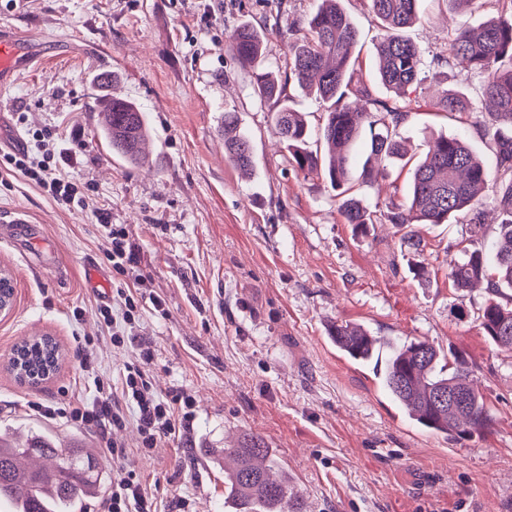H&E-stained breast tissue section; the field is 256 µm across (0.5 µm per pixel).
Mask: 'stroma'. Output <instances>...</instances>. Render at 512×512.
Instances as JSON below:
<instances>
[{"instance_id":"stroma-1","label":"stroma","mask_w":512,"mask_h":512,"mask_svg":"<svg viewBox=\"0 0 512 512\" xmlns=\"http://www.w3.org/2000/svg\"><path fill=\"white\" fill-rule=\"evenodd\" d=\"M319 0H0V29L24 32L27 65L0 114V151L37 154L31 134L51 133L61 173L85 192L84 208L53 201L22 176L0 182V211L20 208L27 235L0 242V267L15 282L14 307L0 315V429L23 444L30 429L48 431L60 448H102L99 429L45 417L47 400L92 399L91 378L77 365L92 353L97 373L120 393L130 346H113L86 285L87 263L112 281L94 212L109 209L140 253L147 293L133 332L149 343V367L160 397L191 394L197 418L191 437L163 441L141 454L135 423L116 430L130 464L145 479L159 512L183 497L191 512H224V468L218 451L261 438L287 471L306 512H512V352L489 343L476 312L483 288H454L448 273L461 257L470 216L421 227L414 254L396 228L358 231L344 223L322 174L304 175L276 133L273 103L257 100L251 72L234 58L229 37L242 22L264 33V67L288 68L293 27L305 26ZM359 31L356 67L374 79L381 29L365 0H342ZM409 35L432 59L448 35L480 27L500 13L483 0L467 13L446 0H420ZM111 76L108 85L100 74ZM462 89L472 101L464 121L419 112L397 128L411 159L432 139L463 135L486 164L482 138L489 115L477 78L450 70L423 92ZM117 96L142 110L149 137L142 165L112 154L100 135L102 99ZM239 114L254 147L251 174L224 155L225 110ZM367 155L359 140L351 159L355 195L376 213L406 201L410 175L389 167L363 183ZM60 257L56 273L39 256ZM422 262L426 278L409 266ZM463 317H456V310ZM364 325L381 336L425 338L463 352L475 365L490 423L453 443L414 426L379 387L371 370L336 350L328 328ZM59 344L58 372L35 387L19 383L5 362L25 336Z\"/></svg>"}]
</instances>
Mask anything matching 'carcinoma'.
<instances>
[{"label": "carcinoma", "instance_id": "1", "mask_svg": "<svg viewBox=\"0 0 512 512\" xmlns=\"http://www.w3.org/2000/svg\"><path fill=\"white\" fill-rule=\"evenodd\" d=\"M320 0L307 26L288 46V78L315 94L323 103L326 122L321 129L327 152L312 148L311 131L302 115L288 106L284 86L262 68L263 35L245 22L230 36V49L252 72L253 94L277 106L275 126L291 161L309 175L325 172L337 191V211L345 223L364 230L377 223L351 192L350 153L369 128L368 154L362 178L374 183L387 166L401 162L406 152L395 128L405 123L421 101L411 93L424 81V52L405 32L419 21L418 0H368L381 21L376 45V78L393 98L382 99L355 67L353 48L358 31L340 5ZM502 3L500 15L478 30L461 27L448 36L433 63L461 65L477 77L482 95L493 103L491 126L484 135L494 156V169L460 135L441 136L413 167L407 202L384 214L403 238L420 250V226L448 224L463 210L483 204L488 185H495V203L501 215L495 236L485 241L484 224L473 217L470 243L463 259L450 271L455 288L466 290L487 282L489 298L478 309L477 320L497 348L512 351V0ZM431 105L450 116L471 108L468 96L445 89ZM105 121L101 134L112 151L131 163L143 160L147 127L143 113L127 100L103 99ZM224 149L234 166L254 165L250 137L241 130L238 112L224 111ZM336 348L352 362L372 368L374 376L410 422L452 442H461L488 426L484 396L475 388V366L455 350H444L426 339L403 340L378 336L354 323L330 326ZM16 349L24 350L27 379H46L59 367L60 352L51 339L33 337ZM461 392L464 404L448 407V396ZM224 464V508L228 512H303L279 463L264 441L256 438L240 448L220 451ZM107 479L93 451L71 453L56 447L48 434L35 430L29 443L13 445L10 433H0V501L13 512H78Z\"/></svg>", "mask_w": 512, "mask_h": 512}]
</instances>
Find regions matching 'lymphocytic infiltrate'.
<instances>
[{"label":"lymphocytic infiltrate","mask_w":512,"mask_h":512,"mask_svg":"<svg viewBox=\"0 0 512 512\" xmlns=\"http://www.w3.org/2000/svg\"><path fill=\"white\" fill-rule=\"evenodd\" d=\"M58 166L57 157L49 151L38 158L26 150L0 153V169L20 172L55 201L83 207L85 200L75 183L62 177ZM95 218L107 242L106 258L119 277L116 295L124 301L121 314H114L107 305L101 306L100 313L105 323L111 324L119 319L124 325H133L140 299L133 294L126 278L135 275L139 268V251L130 241L126 228L112 223L109 210H98ZM153 359L150 347H139L137 362L125 367L120 395H113L111 386L100 382L96 385L97 394L92 401L69 405L65 412L73 422L99 428L106 453L120 466L107 498L98 506V512H155L141 474L126 467L128 451L113 440V430L124 427L128 419H135L142 437V450L150 453L162 439L181 438L194 429L195 402L191 395L183 391L164 399L156 395L147 373Z\"/></svg>","instance_id":"f902f5d3"}]
</instances>
